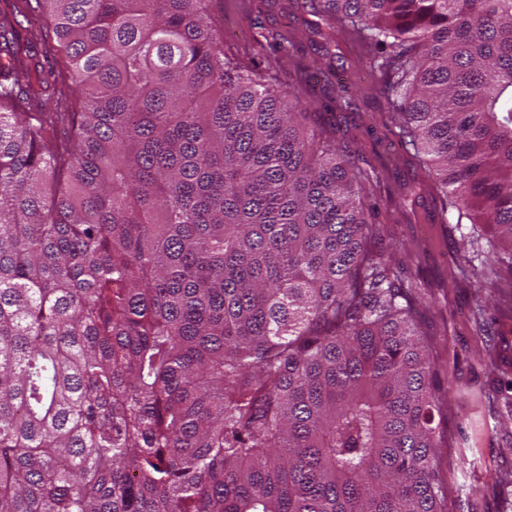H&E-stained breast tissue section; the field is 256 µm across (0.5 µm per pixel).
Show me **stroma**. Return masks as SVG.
Wrapping results in <instances>:
<instances>
[{
    "label": "stroma",
    "mask_w": 512,
    "mask_h": 512,
    "mask_svg": "<svg viewBox=\"0 0 512 512\" xmlns=\"http://www.w3.org/2000/svg\"><path fill=\"white\" fill-rule=\"evenodd\" d=\"M304 0H213L224 50L244 63L276 67L283 82L306 90L316 120L357 149L373 178L372 202L386 230L385 246L421 245L406 264L405 288L424 302V325L433 334L434 369L449 385L442 393L448 438L440 474L448 485V512H512V275L473 274L489 250L472 225L453 228L433 219L435 203L424 171L383 125L367 127L365 112L384 100L377 74L344 39L326 42ZM47 37L31 40L30 54L46 88L44 108L73 111L66 60ZM364 90L356 106L332 111L337 83Z\"/></svg>",
    "instance_id": "obj_1"
}]
</instances>
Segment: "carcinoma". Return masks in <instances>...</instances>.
Returning a JSON list of instances; mask_svg holds the SVG:
<instances>
[{"label":"carcinoma","mask_w":512,"mask_h":512,"mask_svg":"<svg viewBox=\"0 0 512 512\" xmlns=\"http://www.w3.org/2000/svg\"><path fill=\"white\" fill-rule=\"evenodd\" d=\"M210 2L36 0L82 102L59 153L0 24V512H447L371 177ZM305 7L512 273V0Z\"/></svg>","instance_id":"carcinoma-1"}]
</instances>
